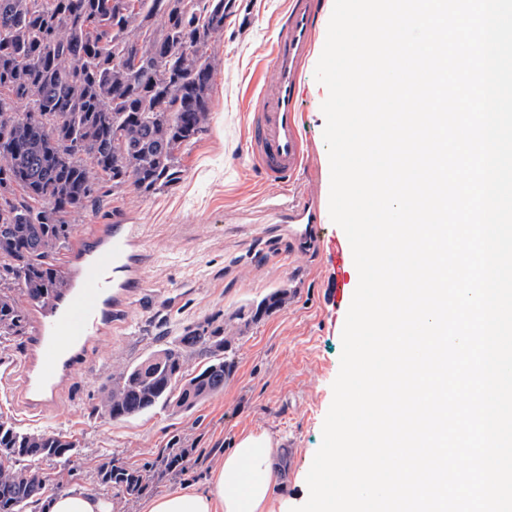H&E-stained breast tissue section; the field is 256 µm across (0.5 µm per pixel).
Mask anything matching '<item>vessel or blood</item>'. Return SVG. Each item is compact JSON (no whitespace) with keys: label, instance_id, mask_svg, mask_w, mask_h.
I'll use <instances>...</instances> for the list:
<instances>
[{"label":"vessel or blood","instance_id":"b4317fda","mask_svg":"<svg viewBox=\"0 0 512 512\" xmlns=\"http://www.w3.org/2000/svg\"><path fill=\"white\" fill-rule=\"evenodd\" d=\"M320 15L321 0H291L254 105L250 158L277 186L272 208L295 224L300 243L337 262L338 273L326 284L336 298L349 284L353 255L327 235L316 190L303 178L310 149L301 130L300 81L312 60ZM81 242L69 285L39 310L30 357L21 367L27 405L34 413L54 405L89 346L111 327L114 311L141 284L145 254L138 225H96Z\"/></svg>","mask_w":512,"mask_h":512}]
</instances>
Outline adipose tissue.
Here are the masks:
<instances>
[{"label":"adipose tissue","instance_id":"adipose-tissue-1","mask_svg":"<svg viewBox=\"0 0 512 512\" xmlns=\"http://www.w3.org/2000/svg\"><path fill=\"white\" fill-rule=\"evenodd\" d=\"M278 448L265 432L240 436L203 486H183L152 498L147 512H295L281 494Z\"/></svg>","mask_w":512,"mask_h":512}]
</instances>
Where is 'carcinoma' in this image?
I'll return each mask as SVG.
<instances>
[{"label": "carcinoma", "instance_id": "cac0c4a2", "mask_svg": "<svg viewBox=\"0 0 512 512\" xmlns=\"http://www.w3.org/2000/svg\"><path fill=\"white\" fill-rule=\"evenodd\" d=\"M226 17L224 0H0V339L26 322L13 285L35 304L66 286L50 258L69 246L73 221L105 184L152 195L179 181L182 155L210 119L216 59L201 48ZM286 301L273 292L236 319L256 322ZM225 332L189 327L112 375L104 414L121 421L160 404L189 411L223 391L235 367ZM192 358L204 364L191 370ZM76 447L70 435L0 421V512H50L49 476L19 465ZM95 475L128 498L146 488L144 470L119 458Z\"/></svg>", "mask_w": 512, "mask_h": 512}]
</instances>
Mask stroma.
I'll list each match as a JSON object with an SVG mask.
<instances>
[{"label": "stroma", "mask_w": 512, "mask_h": 512, "mask_svg": "<svg viewBox=\"0 0 512 512\" xmlns=\"http://www.w3.org/2000/svg\"><path fill=\"white\" fill-rule=\"evenodd\" d=\"M286 6L287 0H236L209 47L218 61L211 118L184 152L180 180L148 196L105 193L76 222L79 234L94 224L141 225L146 254L141 288L93 343L87 364L36 420L22 418L20 376L0 383V418L27 432L67 433L78 441L69 458L43 462V469L65 476L68 489L109 501L112 512H146L149 499L202 483L240 435L261 431L279 444L286 493L300 503L308 497L293 476L308 473L321 445L352 298L332 301L324 259L291 238L269 210L274 187L249 159L250 110ZM301 92L312 145L309 179L325 200L330 166L321 105L328 91L311 79ZM276 289L288 290V303L237 340L235 372L223 392L188 412L160 406L122 422L101 413L102 389L115 370L175 343L186 328L224 320ZM175 443L191 451L185 474L154 478L132 501L97 486L94 469L105 458L140 467Z\"/></svg>", "instance_id": "stroma-1"}]
</instances>
